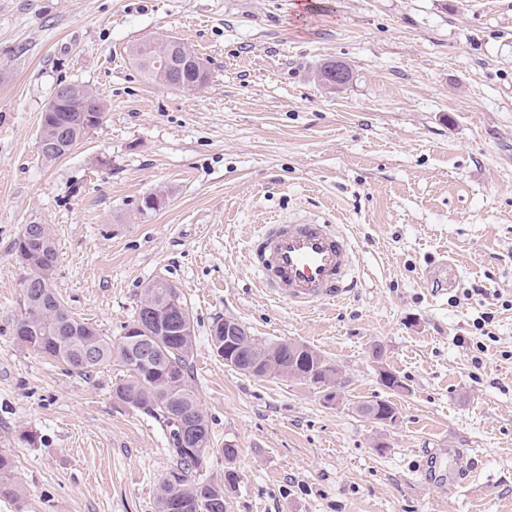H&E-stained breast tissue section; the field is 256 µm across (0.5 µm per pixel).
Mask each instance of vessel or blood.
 Masks as SVG:
<instances>
[{
  "label": "vessel or blood",
  "instance_id": "vessel-or-blood-1",
  "mask_svg": "<svg viewBox=\"0 0 512 512\" xmlns=\"http://www.w3.org/2000/svg\"><path fill=\"white\" fill-rule=\"evenodd\" d=\"M257 285L290 307L305 309L337 301L356 284L354 251L337 225L308 216L260 227L249 242ZM471 464L456 452L450 487L471 483Z\"/></svg>",
  "mask_w": 512,
  "mask_h": 512
}]
</instances>
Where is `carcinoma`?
Here are the masks:
<instances>
[{"mask_svg":"<svg viewBox=\"0 0 512 512\" xmlns=\"http://www.w3.org/2000/svg\"><path fill=\"white\" fill-rule=\"evenodd\" d=\"M148 80L179 89L178 78L149 65H139ZM67 95L71 100V111L47 112L42 116L38 142L41 159L53 163L82 143L86 136L101 124L94 119V112H80L83 104L99 99V96L83 87L68 85ZM41 225L26 224L14 240L12 251L19 265H28L22 284H31L32 292L41 297L43 309L37 319L27 322L20 314L14 328V336L24 347L57 360L83 375L112 361L116 357L129 368V377L115 385L113 397L121 404L134 408L161 421L170 428L174 466L159 485L156 497V512H170L172 498L180 499L182 512H214L213 505L224 504L226 492L236 486L238 477L229 468L224 476L207 478L203 469L211 449L209 420L195 388L190 358L193 355V337L180 334L186 327L194 325V318L182 293L176 299L167 298L165 288H143L139 304L131 321L123 326L128 329L143 321L145 307H152L154 317L145 322V329L155 347L153 361L146 366L130 367V347L123 340L112 342L102 336L91 324L72 313L53 286L58 264V252L50 230H45L42 247L37 242ZM224 319L212 323L211 346L219 358H224V335L220 327ZM90 348L95 358L85 360L80 351ZM243 370L249 362L257 361L260 369L256 377L281 375L282 368L293 364L307 374L308 385L326 391L337 389L338 368L326 361L319 353L309 350L308 362L300 365L299 358L290 350L289 342H261L250 336L241 349ZM188 425L200 428L206 443L201 453H191L183 448L180 427Z\"/></svg>","mask_w":512,"mask_h":512,"instance_id":"obj_1","label":"carcinoma"}]
</instances>
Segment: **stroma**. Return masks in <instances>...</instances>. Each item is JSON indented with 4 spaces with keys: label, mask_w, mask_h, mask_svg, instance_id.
I'll use <instances>...</instances> for the list:
<instances>
[{
    "label": "stroma",
    "mask_w": 512,
    "mask_h": 512,
    "mask_svg": "<svg viewBox=\"0 0 512 512\" xmlns=\"http://www.w3.org/2000/svg\"><path fill=\"white\" fill-rule=\"evenodd\" d=\"M157 39L207 60L202 91L145 81L129 50ZM329 61L342 90L314 77ZM64 84L108 109L47 164L41 116ZM309 214L342 225L357 287L296 310L257 288L248 239ZM26 224L50 225L55 287L103 335L150 280L183 293L206 474L238 475L227 512H512V0H0V512H155L169 431L113 399L125 368L79 375L14 338ZM218 317L321 354L347 405L226 366ZM378 345L406 393L379 384ZM372 399L396 420L356 409ZM425 448L474 455L476 478L440 486L442 463L425 481Z\"/></svg>",
    "instance_id": "35a3bbf8"
}]
</instances>
